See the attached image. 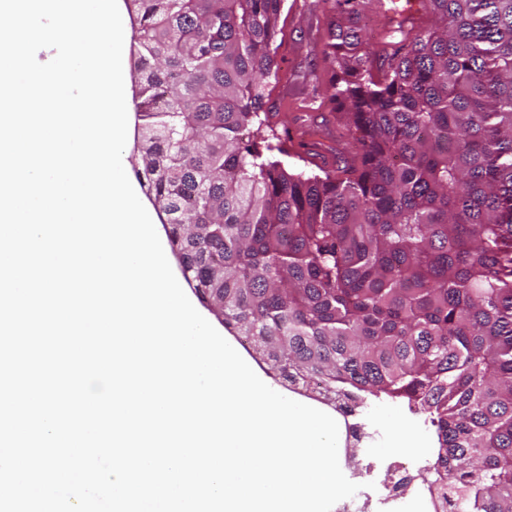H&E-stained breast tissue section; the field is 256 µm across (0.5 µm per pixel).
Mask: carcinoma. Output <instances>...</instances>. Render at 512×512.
Wrapping results in <instances>:
<instances>
[{"label": "carcinoma", "instance_id": "1", "mask_svg": "<svg viewBox=\"0 0 512 512\" xmlns=\"http://www.w3.org/2000/svg\"><path fill=\"white\" fill-rule=\"evenodd\" d=\"M285 0H130L132 156L187 284L325 399L433 415V484L512 512V0L391 3L367 51L321 0L325 96L352 159L309 174L264 110Z\"/></svg>", "mask_w": 512, "mask_h": 512}]
</instances>
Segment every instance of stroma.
I'll list each match as a JSON object with an SVG mask.
<instances>
[{
    "label": "stroma",
    "mask_w": 512,
    "mask_h": 512,
    "mask_svg": "<svg viewBox=\"0 0 512 512\" xmlns=\"http://www.w3.org/2000/svg\"><path fill=\"white\" fill-rule=\"evenodd\" d=\"M326 23L327 15L318 0H286L276 41L279 78L265 99V109L289 149V164L309 173L334 169L336 158L329 152L319 155L304 149L300 134L308 116H317L340 146H351L354 141L353 132L337 121L336 106L316 95L330 76L321 53ZM358 412L378 432L371 453L383 464L402 458L401 453L388 449L393 418L424 438L430 448L438 446L436 429L427 415L413 412L405 399L369 395Z\"/></svg>",
    "instance_id": "1"
}]
</instances>
